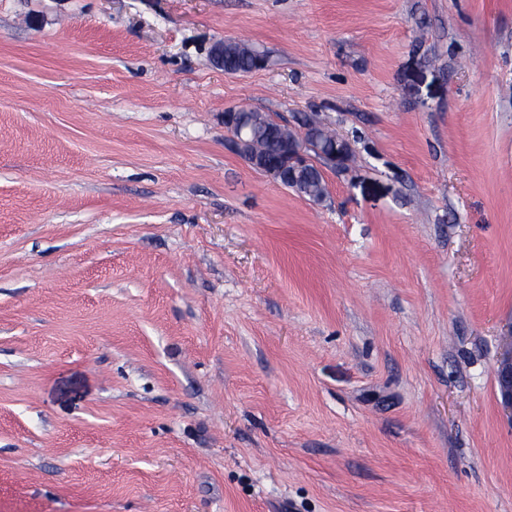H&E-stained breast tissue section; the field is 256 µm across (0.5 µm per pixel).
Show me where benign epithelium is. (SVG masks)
<instances>
[{"label": "benign epithelium", "mask_w": 512, "mask_h": 512, "mask_svg": "<svg viewBox=\"0 0 512 512\" xmlns=\"http://www.w3.org/2000/svg\"><path fill=\"white\" fill-rule=\"evenodd\" d=\"M253 109L239 106L224 111V129L232 143L245 161L254 169L270 176L277 182L291 180L297 172L311 166L320 170L344 166L350 158L351 149L347 142L338 138L333 144L321 142L325 127L315 119L307 120L304 132L288 138L284 148L288 152V161L284 166H272L266 163L260 153V146L251 140L248 129L252 122ZM496 384L505 415L512 421V325L500 336L497 358Z\"/></svg>", "instance_id": "7a95c632"}]
</instances>
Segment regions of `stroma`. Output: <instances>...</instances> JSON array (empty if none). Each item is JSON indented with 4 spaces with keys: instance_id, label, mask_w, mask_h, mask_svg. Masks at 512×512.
Wrapping results in <instances>:
<instances>
[{
    "instance_id": "35a3bbf8",
    "label": "stroma",
    "mask_w": 512,
    "mask_h": 512,
    "mask_svg": "<svg viewBox=\"0 0 512 512\" xmlns=\"http://www.w3.org/2000/svg\"><path fill=\"white\" fill-rule=\"evenodd\" d=\"M511 322L512 0H0V512H512ZM224 43L228 42L217 43L211 49V57L215 63H222L225 56V65L235 71L248 72L251 66V71L264 66L265 58L259 51L253 52L252 62V51L248 46L233 43L224 48ZM254 110L245 106L230 108L224 112V129L230 136L232 143L245 161L254 169L259 170L270 176L277 182H288L296 177L298 171L311 166L318 169L323 174V167H342L350 158L351 149L346 141L332 139L333 144L327 145L321 142L325 136V127L313 118L307 120L302 125L304 132L294 137L288 138V124H282L286 127L281 129V125L275 120L266 116L264 126L261 114L254 131L258 133L263 142V146L268 151L271 161H278L280 144L285 142L284 148L288 152V161L285 166H272L266 163L265 156L260 153V146L251 140L248 129L252 122ZM282 184V183H281ZM302 191L304 197L315 203L322 202L327 196V186L324 177L315 171L308 174L303 180ZM498 354L496 384L502 409L512 423V322L500 336Z\"/></svg>"
}]
</instances>
